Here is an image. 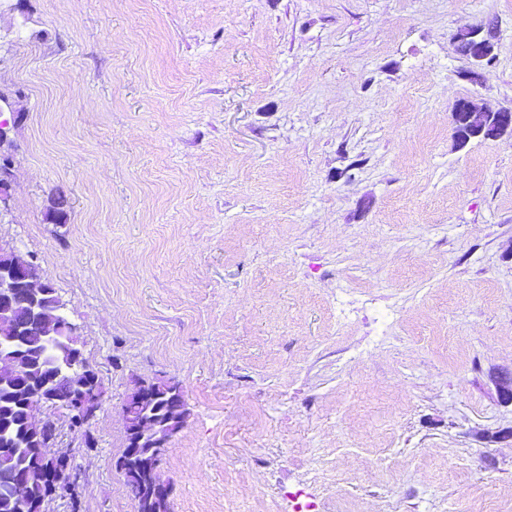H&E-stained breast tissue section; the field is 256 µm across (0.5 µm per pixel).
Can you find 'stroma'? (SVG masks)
<instances>
[{
  "label": "stroma",
  "mask_w": 512,
  "mask_h": 512,
  "mask_svg": "<svg viewBox=\"0 0 512 512\" xmlns=\"http://www.w3.org/2000/svg\"><path fill=\"white\" fill-rule=\"evenodd\" d=\"M462 98L512 108V0H0V246L104 391L92 448L40 408L49 512H135L153 378L169 512H512V135L457 145ZM457 41L465 46L466 54L474 61L469 60L473 67L480 66L489 57L488 47L495 43L494 25L487 23L471 27L461 32ZM160 384H164L167 392L179 399L180 403H175L169 425L157 429L154 420L141 419V410L144 406L151 404ZM122 412L125 421L126 446L115 462V467L126 475L127 489L136 504L137 512H168L170 486L158 478L154 479V476L157 474L158 461L167 448L168 442L181 431L189 417L180 386L163 379L138 380L134 383L133 392L126 398ZM145 436L150 438V448H157V450L145 457H138L134 448H140V440ZM132 465L137 470L128 473L127 468ZM143 475L153 478L144 500L141 493Z\"/></svg>",
  "instance_id": "1"
}]
</instances>
